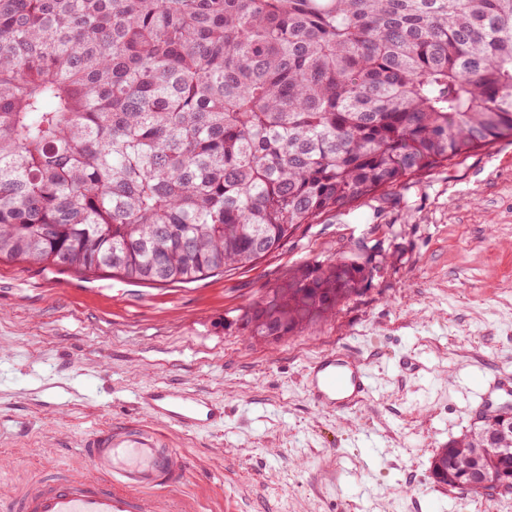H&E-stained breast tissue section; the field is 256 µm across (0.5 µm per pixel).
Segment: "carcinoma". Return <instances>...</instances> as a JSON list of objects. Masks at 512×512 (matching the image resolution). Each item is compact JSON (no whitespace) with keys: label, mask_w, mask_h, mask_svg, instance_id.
<instances>
[{"label":"carcinoma","mask_w":512,"mask_h":512,"mask_svg":"<svg viewBox=\"0 0 512 512\" xmlns=\"http://www.w3.org/2000/svg\"><path fill=\"white\" fill-rule=\"evenodd\" d=\"M506 137L512 0H0V259L188 284ZM375 270L300 264L236 322L281 339Z\"/></svg>","instance_id":"carcinoma-1"}]
</instances>
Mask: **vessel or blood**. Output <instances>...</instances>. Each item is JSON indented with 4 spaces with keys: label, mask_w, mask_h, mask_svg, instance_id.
<instances>
[{
    "label": "vessel or blood",
    "mask_w": 512,
    "mask_h": 512,
    "mask_svg": "<svg viewBox=\"0 0 512 512\" xmlns=\"http://www.w3.org/2000/svg\"><path fill=\"white\" fill-rule=\"evenodd\" d=\"M319 407L349 408L374 392L371 375L348 353L323 352L306 372ZM149 422L97 430L81 443L90 464L84 473H40L20 493L0 497V512H189L170 490L186 478L191 463L166 445L163 430L207 427L223 415L199 394L170 385L140 396Z\"/></svg>",
    "instance_id": "vessel-or-blood-1"
}]
</instances>
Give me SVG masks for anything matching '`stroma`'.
<instances>
[{
    "instance_id": "obj_1",
    "label": "stroma",
    "mask_w": 512,
    "mask_h": 512,
    "mask_svg": "<svg viewBox=\"0 0 512 512\" xmlns=\"http://www.w3.org/2000/svg\"><path fill=\"white\" fill-rule=\"evenodd\" d=\"M377 251L369 286L270 343L239 309L289 269ZM345 349L375 377L349 411L311 400L305 371ZM512 375V138L420 184L324 214L255 265L151 287L0 260V489L87 469L80 441L144 420L157 384L223 404L222 423L167 430L194 468L198 512H512V494L452 493L432 457L468 434L477 378Z\"/></svg>"
}]
</instances>
